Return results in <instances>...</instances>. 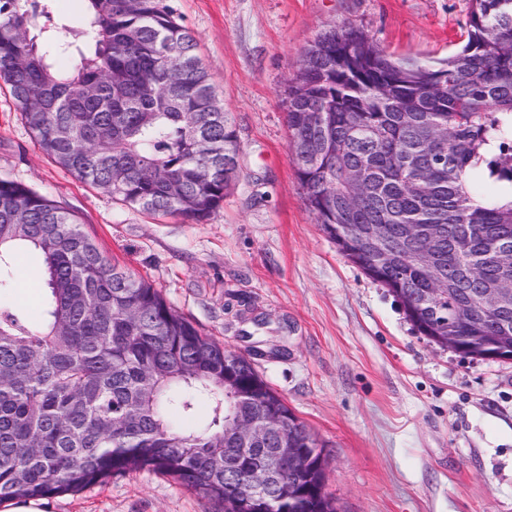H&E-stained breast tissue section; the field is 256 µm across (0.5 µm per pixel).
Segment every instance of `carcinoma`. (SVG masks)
Listing matches in <instances>:
<instances>
[{"label":"carcinoma","mask_w":512,"mask_h":512,"mask_svg":"<svg viewBox=\"0 0 512 512\" xmlns=\"http://www.w3.org/2000/svg\"><path fill=\"white\" fill-rule=\"evenodd\" d=\"M94 52L60 69L31 37L40 0H0V83L40 152L123 205L202 223L236 184L237 136L195 34L173 0H87ZM469 40L444 63L388 57L363 31L332 28L289 80L287 123L308 209L339 252L389 288L419 334L451 328L488 349L512 310L486 316L481 284L512 244V0H475ZM445 227L429 250L423 233ZM39 258L47 305H0V505L78 493L149 470L218 512H267L248 468L282 439L307 452L285 472L288 512H337L316 498L318 449L242 352L202 333L145 278L110 256L76 216L0 175V288L20 248ZM469 305L473 319L452 316ZM210 402L201 430L176 425ZM271 414L224 475L230 416Z\"/></svg>","instance_id":"cac0c4a2"}]
</instances>
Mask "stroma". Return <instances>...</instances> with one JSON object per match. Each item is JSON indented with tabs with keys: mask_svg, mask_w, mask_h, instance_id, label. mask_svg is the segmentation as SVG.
Masks as SVG:
<instances>
[{
	"mask_svg": "<svg viewBox=\"0 0 512 512\" xmlns=\"http://www.w3.org/2000/svg\"><path fill=\"white\" fill-rule=\"evenodd\" d=\"M474 0H175L240 146L241 177L201 224L116 203L42 156L0 89V174L84 229L204 333L248 353L326 444L337 512H512V361L416 332L397 298L345 259L304 203L290 153L288 80L325 31L353 25L398 59L433 64L466 42ZM41 44H84V0H49ZM33 253L9 295L37 307ZM51 512H214L136 471L49 500Z\"/></svg>",
	"mask_w": 512,
	"mask_h": 512,
	"instance_id": "1",
	"label": "stroma"
}]
</instances>
